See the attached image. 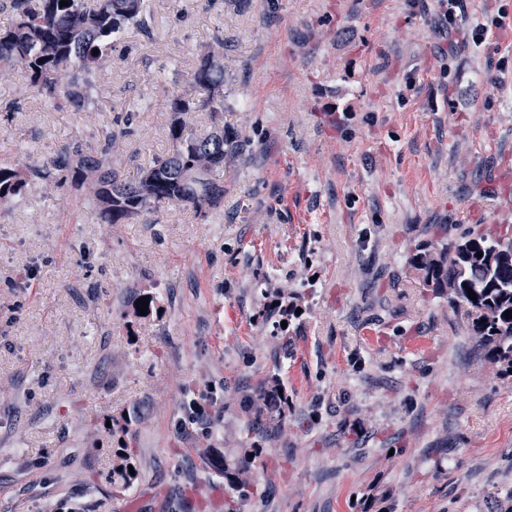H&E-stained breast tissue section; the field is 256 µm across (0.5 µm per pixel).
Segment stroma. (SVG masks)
Wrapping results in <instances>:
<instances>
[{
  "instance_id": "35a3bbf8",
  "label": "stroma",
  "mask_w": 512,
  "mask_h": 512,
  "mask_svg": "<svg viewBox=\"0 0 512 512\" xmlns=\"http://www.w3.org/2000/svg\"><path fill=\"white\" fill-rule=\"evenodd\" d=\"M466 4L483 43L442 30L436 0H143L82 111L0 79V162L121 134L132 177L220 38L224 125L244 133L204 218L162 202L107 233L37 179L0 204V512H501L512 377L405 262L430 225H512V0ZM153 288L158 313L131 320ZM279 289L300 310L285 323ZM270 377L278 429L246 406ZM208 385L223 422L178 433Z\"/></svg>"
}]
</instances>
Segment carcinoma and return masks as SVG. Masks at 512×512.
<instances>
[{
    "label": "carcinoma",
    "mask_w": 512,
    "mask_h": 512,
    "mask_svg": "<svg viewBox=\"0 0 512 512\" xmlns=\"http://www.w3.org/2000/svg\"><path fill=\"white\" fill-rule=\"evenodd\" d=\"M0 0L10 4L11 19L0 28V69L8 68L26 87L56 109L81 111L91 99L96 82L108 71L112 42L132 24L145 25L143 0ZM99 50L93 54V50ZM224 53L205 49L188 89L169 104L167 153L157 155L129 178L112 167V155L122 150L119 137L108 134L87 143L74 140L38 167L21 151L0 163V201L24 197L27 183L37 177L46 193L65 207L64 186L74 189L97 214L107 231L129 224L162 201L190 207L199 213L224 199V156L232 152L239 134L224 130ZM207 110L209 132L196 134L192 114ZM436 244L421 243L406 257L421 285L460 313L462 325L484 352L487 362L506 377L512 375V234L479 225L450 241L433 232ZM483 256H478V253ZM472 290L477 299L468 298ZM277 380L259 388L252 404L267 412L279 426L282 414L265 410L267 391ZM130 456L127 447L112 454V475L125 480Z\"/></svg>",
    "instance_id": "carcinoma-1"
}]
</instances>
